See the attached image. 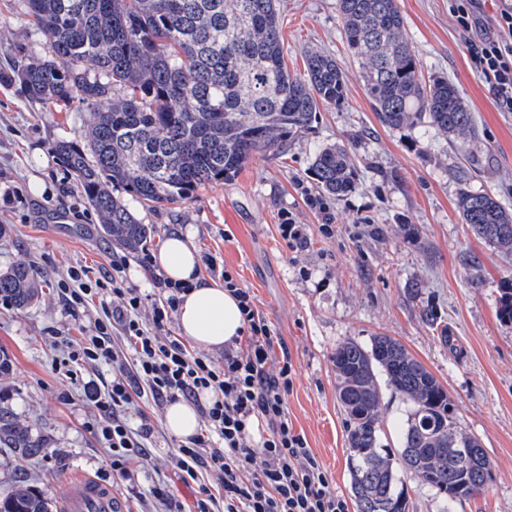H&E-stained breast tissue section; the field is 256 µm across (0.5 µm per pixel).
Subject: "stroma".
<instances>
[{
    "label": "stroma",
    "mask_w": 512,
    "mask_h": 512,
    "mask_svg": "<svg viewBox=\"0 0 512 512\" xmlns=\"http://www.w3.org/2000/svg\"><path fill=\"white\" fill-rule=\"evenodd\" d=\"M452 4L398 0L425 76L452 80L474 114L477 134L467 143L418 127H383L340 32L336 0H281L289 72L304 75L306 51L334 55L347 78L346 104L321 110L313 130L287 153L255 156L235 180L202 186L168 207L149 209L132 198L126 204L154 229L147 253L157 252L172 229L191 231L199 256L215 258L253 294L297 372L288 416L335 491L351 494L331 357L345 339L366 345L384 335L434 374L458 427L492 464L488 491L455 503L453 512H512V321L499 315L500 297L512 289V255L475 237L456 212L464 188L494 193L512 209V112L499 111L472 71ZM14 43L52 56L23 0H0V48ZM87 121L78 104L46 108L31 102L20 83L0 86V224L7 228L0 267L30 265L43 284L30 308L0 302V357L9 364L0 371V404L48 440L36 457L0 448V491L22 476L57 497L70 477L85 474L110 484L127 512H166L151 493L158 480L170 479L175 500L189 504L202 485L223 496L218 475L207 470L189 483L174 478L173 456L184 440L167 430L163 407L145 396L126 411L131 426L146 421L153 430L151 456L139 464L140 492L131 494L112 470L111 452L89 430L95 408L52 369L62 342L81 340L102 313L93 302L81 319L70 315L57 286L69 268L105 272L123 255L129 282L153 291L138 255H124L104 237L55 149L58 141L79 139ZM334 142L351 146L359 181L322 211L306 200L317 192L308 167L319 146ZM228 211L234 223L225 222ZM287 218L304 226L305 247L291 250L282 239ZM328 220L330 237L320 229ZM428 310L435 322L425 319Z\"/></svg>",
    "instance_id": "1"
}]
</instances>
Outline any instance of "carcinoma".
I'll return each instance as SVG.
<instances>
[{
    "label": "carcinoma",
    "instance_id": "carcinoma-1",
    "mask_svg": "<svg viewBox=\"0 0 512 512\" xmlns=\"http://www.w3.org/2000/svg\"><path fill=\"white\" fill-rule=\"evenodd\" d=\"M54 59L27 45L0 82H20L48 107L77 100L90 122L82 141L56 145L96 212L101 231L129 253L143 250L153 228L114 190L149 208L177 203L206 184L235 179L257 154L279 156L311 130L320 108L346 100V77L332 55H306V73L284 62L278 0H23ZM341 32L362 61L364 89L381 125L426 127L453 138L476 133L473 112L446 77L422 78L404 34L397 0H336ZM351 147L325 144L310 173L320 200L357 186ZM462 221L477 237L512 255V211L486 192L462 191ZM42 292L22 265L0 271V301L17 309ZM336 397L348 431V469L358 512H407L402 476L447 503L485 492L491 463L478 440L458 429L448 393L399 341L345 340L332 356ZM407 404L401 448L381 444L382 387ZM47 447L0 406V448L28 457ZM461 448L475 451L470 462ZM54 498L20 478L0 494V512H54Z\"/></svg>",
    "mask_w": 512,
    "mask_h": 512
}]
</instances>
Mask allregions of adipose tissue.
Returning <instances> with one entry per match:
<instances>
[{
    "mask_svg": "<svg viewBox=\"0 0 512 512\" xmlns=\"http://www.w3.org/2000/svg\"><path fill=\"white\" fill-rule=\"evenodd\" d=\"M154 264L169 280L190 285L177 307L182 336L210 351L241 336L244 324L238 303L223 286L201 277L191 233L172 230L155 253Z\"/></svg>",
    "mask_w": 512,
    "mask_h": 512,
    "instance_id": "1",
    "label": "adipose tissue"
}]
</instances>
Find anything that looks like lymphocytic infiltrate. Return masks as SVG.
<instances>
[{
    "instance_id": "obj_1",
    "label": "lymphocytic infiltrate",
    "mask_w": 512,
    "mask_h": 512,
    "mask_svg": "<svg viewBox=\"0 0 512 512\" xmlns=\"http://www.w3.org/2000/svg\"><path fill=\"white\" fill-rule=\"evenodd\" d=\"M499 13L484 18L479 0H456L458 27L466 33L473 70L493 92L500 111L512 112V0H501ZM224 288L237 300L245 325L242 336L224 346L223 362L194 351L165 327L175 310L183 283L154 275L164 291L155 301L151 324L139 319L142 294L128 282L125 262L113 259L111 272L90 277L87 268L71 269L58 286L72 316H80L89 300L99 299L103 315L94 321L87 342L68 343L56 371L73 378L74 366L108 365L112 380L82 385L97 417L94 430L112 452V469L135 481L133 460L147 455L124 416L134 397L146 395L162 405L179 399L199 404L204 430L180 446L174 467L180 479H197L199 470L224 476V497L216 499L200 487L192 507L176 504L175 512H349L335 493L304 433L288 416L287 397L296 370L283 354L277 373L267 365L273 355L274 331L259 312L254 297L230 270H222ZM261 467H254L255 456Z\"/></svg>"
}]
</instances>
